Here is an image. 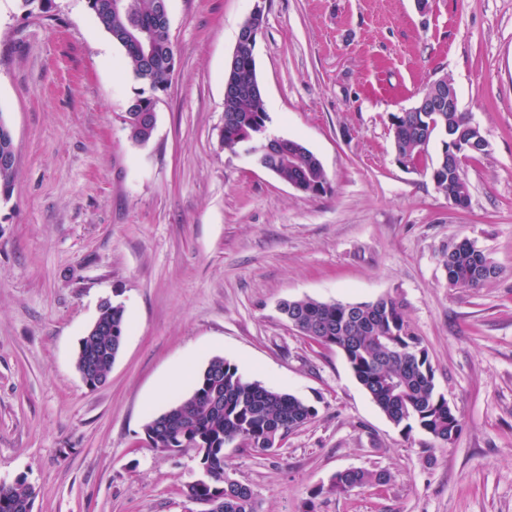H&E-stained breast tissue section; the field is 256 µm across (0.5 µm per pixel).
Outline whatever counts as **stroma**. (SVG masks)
Masks as SVG:
<instances>
[{
	"label": "stroma",
	"mask_w": 512,
	"mask_h": 512,
	"mask_svg": "<svg viewBox=\"0 0 512 512\" xmlns=\"http://www.w3.org/2000/svg\"><path fill=\"white\" fill-rule=\"evenodd\" d=\"M257 6L267 133L319 157L317 196L220 140L224 75ZM169 16L177 66L139 144L122 116L144 86L86 0L46 14L0 0V120L19 154L0 203V481L26 479L33 512H201L195 453L151 448L144 427L220 356L317 411L277 454L225 449L257 512H512V0H169ZM443 77L489 143L462 163L464 210L432 179L438 142L414 168L393 148L392 115ZM464 237L501 270L475 290L448 285ZM385 295L462 420L453 445L394 426L340 351L278 311ZM106 299L128 329L90 388L75 356ZM183 363L191 377L167 386ZM349 468L390 480L329 493Z\"/></svg>",
	"instance_id": "stroma-1"
}]
</instances>
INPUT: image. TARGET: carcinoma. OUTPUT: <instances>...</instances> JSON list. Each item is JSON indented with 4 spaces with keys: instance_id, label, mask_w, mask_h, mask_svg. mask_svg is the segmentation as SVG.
Listing matches in <instances>:
<instances>
[{
    "instance_id": "cac0c4a2",
    "label": "carcinoma",
    "mask_w": 512,
    "mask_h": 512,
    "mask_svg": "<svg viewBox=\"0 0 512 512\" xmlns=\"http://www.w3.org/2000/svg\"><path fill=\"white\" fill-rule=\"evenodd\" d=\"M87 0L102 28L119 44L136 80L148 86L130 102L123 123L132 140L147 142L153 135L158 94L167 91L177 64L170 39V25L159 15L161 0ZM245 59L228 65L225 80L232 81L224 94V126L221 141L233 148L248 140L266 138L269 119L258 81L254 49L243 48ZM473 121L466 112H400L392 116L395 154L406 166H416L430 141L441 136L442 148L432 163V178L439 190L468 207L469 185L448 133L463 140L473 138ZM272 151L259 153L258 161L274 169L283 182L300 186V192L317 195L328 184L318 157L303 143L276 138ZM299 152L303 162L288 164V155ZM16 152L11 131L0 119V158ZM17 168L0 165V202H8ZM448 286L476 289L496 278L498 268L473 241L463 238L448 247ZM284 318L299 321L303 335L340 350L357 382L374 404L397 427L406 432L418 428L440 445H451L462 430V421L439 393L435 371L421 336L404 312L403 302L386 295L361 303L324 302L313 298L285 300L279 304ZM100 322L108 328L86 339L79 362L95 355L96 386L106 383L112 370L114 338L126 332L125 308L121 303L101 304ZM316 415L314 406L299 397L276 390L242 375L221 357L212 358L195 378L192 390L145 425L151 447L174 452L191 449L199 457L200 480L187 486L189 497L217 495L220 512H257L253 489L231 478L224 469V448L234 445L262 451L273 435L286 436L297 425ZM387 474L359 469L340 474L329 491L338 495L354 488L382 486ZM35 488L26 480L0 484V512H32Z\"/></svg>"
}]
</instances>
